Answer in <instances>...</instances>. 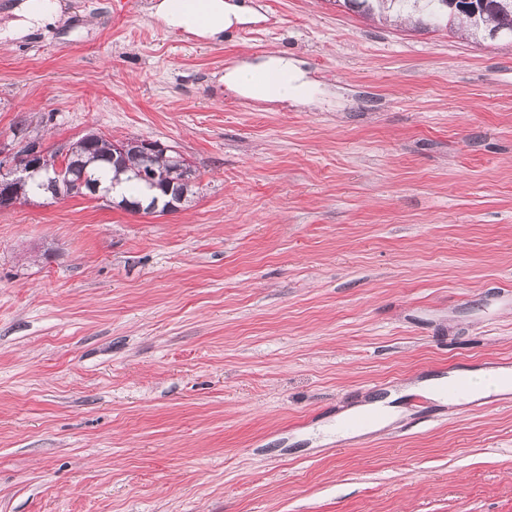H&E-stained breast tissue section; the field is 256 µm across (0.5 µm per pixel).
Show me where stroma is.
Masks as SVG:
<instances>
[{
  "instance_id": "1",
  "label": "stroma",
  "mask_w": 512,
  "mask_h": 512,
  "mask_svg": "<svg viewBox=\"0 0 512 512\" xmlns=\"http://www.w3.org/2000/svg\"><path fill=\"white\" fill-rule=\"evenodd\" d=\"M155 0H59L0 39V154L172 147L197 194L0 209V512H512V42L252 0L215 38ZM287 52L311 102L224 84ZM26 133H18V122ZM397 392L368 443L339 414Z\"/></svg>"
}]
</instances>
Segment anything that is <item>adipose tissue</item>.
I'll return each instance as SVG.
<instances>
[{
  "instance_id": "adipose-tissue-1",
  "label": "adipose tissue",
  "mask_w": 512,
  "mask_h": 512,
  "mask_svg": "<svg viewBox=\"0 0 512 512\" xmlns=\"http://www.w3.org/2000/svg\"><path fill=\"white\" fill-rule=\"evenodd\" d=\"M208 20L198 25L176 11L170 0H158L155 15L165 25L180 28L206 38H215L237 23L252 19L254 9L246 0H207ZM56 0H21L13 10L14 17L6 35L19 38L57 18ZM224 81L242 95L257 100L305 101L309 82L304 71L288 58L269 54L257 60L244 61L224 73Z\"/></svg>"
}]
</instances>
